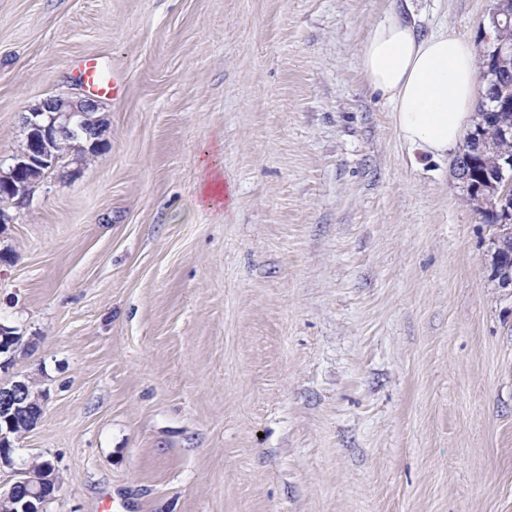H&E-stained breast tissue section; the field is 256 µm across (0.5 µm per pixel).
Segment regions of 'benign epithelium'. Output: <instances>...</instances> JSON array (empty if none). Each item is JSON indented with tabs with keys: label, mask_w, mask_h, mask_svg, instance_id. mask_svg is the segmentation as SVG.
<instances>
[{
	"label": "benign epithelium",
	"mask_w": 512,
	"mask_h": 512,
	"mask_svg": "<svg viewBox=\"0 0 512 512\" xmlns=\"http://www.w3.org/2000/svg\"><path fill=\"white\" fill-rule=\"evenodd\" d=\"M497 67L493 74L478 78V85L491 86L494 96L502 105H512V44L500 42L495 48ZM98 101L84 97L77 100L56 96L45 100L40 106L22 116L26 137L40 139L49 144L57 134H69L70 128L78 127L87 135L86 144L94 150L101 135L99 120L90 118L97 112ZM483 123L468 133L459 150L460 162L455 165V176L464 191L478 199L483 209L495 213L499 222L496 228L512 233V181L505 176L474 177L473 157L485 138ZM60 157L48 151L31 155L27 152L13 157L8 170H0V187H4L21 203L30 197L33 181L24 178L26 171L39 168L49 171L56 167ZM14 328L0 322V356L9 357L10 342H17ZM47 391L36 388L29 380H16L0 384V472L10 474V480L0 485V512H43L45 494L59 489L56 465L48 461L41 468H20L14 459L13 444L15 417L39 406L44 407Z\"/></svg>",
	"instance_id": "obj_1"
}]
</instances>
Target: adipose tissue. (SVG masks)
<instances>
[{
    "label": "adipose tissue",
    "instance_id": "ef3b65f1",
    "mask_svg": "<svg viewBox=\"0 0 512 512\" xmlns=\"http://www.w3.org/2000/svg\"><path fill=\"white\" fill-rule=\"evenodd\" d=\"M371 87L393 107L400 138L432 156L454 150L472 123L476 55L454 31L424 36L393 10L373 25L358 55Z\"/></svg>",
    "mask_w": 512,
    "mask_h": 512
}]
</instances>
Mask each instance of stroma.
Returning a JSON list of instances; mask_svg holds the SVG:
<instances>
[{"mask_svg":"<svg viewBox=\"0 0 512 512\" xmlns=\"http://www.w3.org/2000/svg\"><path fill=\"white\" fill-rule=\"evenodd\" d=\"M492 5L0 0V162L84 96L79 59L122 83L0 223V383L49 393L15 444L58 468L46 512H512L495 229L358 66L390 10L474 42ZM98 106V101L90 97L74 100L56 96L46 99L41 106L22 116L26 139H40L47 145L62 132L66 136L54 142L52 151L64 156L74 142L83 141L79 136L67 137L70 126L78 127L86 133L85 143L93 151L101 135V125L96 117L91 119L89 113L95 114Z\"/></svg>","mask_w":512,"mask_h":512,"instance_id":"obj_1","label":"stroma"}]
</instances>
